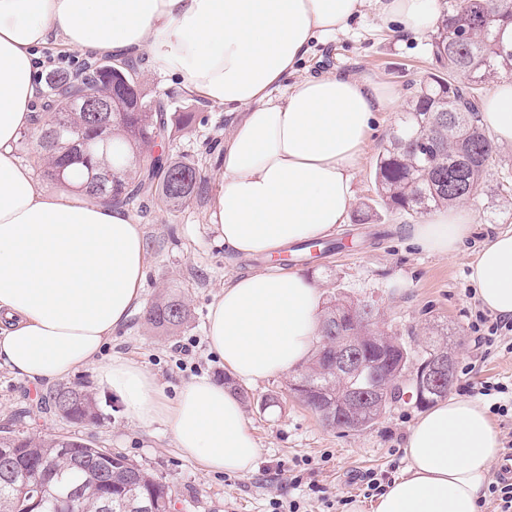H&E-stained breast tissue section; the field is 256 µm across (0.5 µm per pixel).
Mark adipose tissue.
<instances>
[{
	"mask_svg": "<svg viewBox=\"0 0 512 512\" xmlns=\"http://www.w3.org/2000/svg\"><path fill=\"white\" fill-rule=\"evenodd\" d=\"M398 35L431 33L439 0H0V366L51 383L93 366L142 427L166 425L180 453L207 471L245 475L260 449L244 405L201 376L167 399L155 377L100 353L142 303L144 233L120 207L40 189L13 154L39 96L43 46L98 55L152 50L189 93L237 113L224 138L210 221L241 258L328 236L348 221L377 113L399 100L383 83L329 73L273 91L323 37L367 6ZM482 123L512 146V81L493 83ZM477 232L464 204L412 225L422 250H460ZM470 279L482 307L512 317V229L477 249ZM321 295L306 276L248 271L225 282L206 340L229 375L256 382L309 358ZM407 470L372 512H480L501 447L486 406L451 397L423 413L405 446Z\"/></svg>",
	"mask_w": 512,
	"mask_h": 512,
	"instance_id": "obj_1",
	"label": "adipose tissue"
}]
</instances>
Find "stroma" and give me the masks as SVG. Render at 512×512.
<instances>
[{
    "label": "stroma",
    "mask_w": 512,
    "mask_h": 512,
    "mask_svg": "<svg viewBox=\"0 0 512 512\" xmlns=\"http://www.w3.org/2000/svg\"><path fill=\"white\" fill-rule=\"evenodd\" d=\"M430 35L399 36L373 9H366L343 32L318 42L284 87L312 75L336 72L372 78L389 84L400 103H407L416 83L435 71ZM140 81L145 89L169 104L171 111L189 112L188 133L167 142L162 153L171 160H192L207 181L182 206L170 208L148 196L131 214L141 224L148 264L143 288L144 305L125 328L105 345L101 358L122 356L153 373L167 397L196 377L223 380L222 363L207 348L205 336L210 305L226 281L266 268L263 257L237 259L225 249L209 222L211 180L218 167L217 154L232 115L223 107L185 91L175 78L161 71L151 52ZM397 112L378 113L367 154L355 176V207H370L371 223L347 222L332 234L343 248L304 266L322 298L334 294L355 302L375 304L380 329H392L411 346L424 344L436 327L454 335L455 378L451 395L476 398L473 385L481 380L512 384V352L477 346L470 323L479 304L471 294L470 263L482 237L512 227V197L481 195L470 206L481 229L462 251L446 257L410 244V216L389 209L374 182L380 151L399 122ZM173 292L189 305L190 319L177 335L166 336L146 322L145 306L158 295ZM96 370L87 367L73 381L95 390L104 417L95 425L78 426L41 409L50 393L7 367H0V427L12 415L28 410L29 432L75 435L119 452L144 465L173 486V512H269L272 497L295 499L301 512H327V500H353L358 512H372L373 499L364 497L362 480L369 471L398 477L408 466L404 447L408 433L421 414L415 401L393 403L378 422L360 432L331 429L288 391V376L247 385L246 417L258 442L255 469L244 476L214 474L176 448L171 431L162 424L145 428L132 422L112 392L99 388ZM310 459L301 484H294V461ZM325 497H318L317 488Z\"/></svg>",
    "instance_id": "stroma-1"
}]
</instances>
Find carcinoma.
<instances>
[{
  "mask_svg": "<svg viewBox=\"0 0 512 512\" xmlns=\"http://www.w3.org/2000/svg\"><path fill=\"white\" fill-rule=\"evenodd\" d=\"M446 3L431 38V54L441 73L430 74L411 96L401 123L392 131L380 155L374 180L389 208L420 218L430 211L468 201L486 187L497 161L494 140L481 125V90L486 83L512 78V0H442ZM132 86L125 103L128 112L112 113V126L103 130L105 143L87 140L91 113L71 112L69 104L88 92H109L107 67L112 59L101 58L73 74L60 70L49 78L44 112L35 115L34 126L22 140L39 147L35 166L50 180L70 186L96 203L125 206L154 188L168 207H178L204 184L202 170L191 162H167L156 148L188 130L185 116L170 112L159 98L142 89L141 60H118ZM61 135L52 136L54 128ZM112 172V198L91 189V175ZM379 311L372 303H354L333 296L321 319L316 351L307 366L289 380L293 393L304 391L302 403L318 415L344 418L346 430L359 432L377 423L387 406L399 399L402 382L380 391L368 410L357 409L352 398L366 386L363 375L336 374L333 352L336 337L348 336L364 348V359L395 368L401 353L424 362L438 352H448V340L429 339L413 348L393 331H381L386 343L373 345L368 336L377 324ZM190 309L178 297L161 295L151 301L146 320L156 329L175 333L187 324ZM76 398L65 403L66 415L74 420L102 414L95 394L74 385ZM27 412L0 428V447L13 449L0 455V512H56L55 498L46 496L41 505L28 509L19 495L20 478L44 461L61 471V489H76V507L101 512L98 485L87 473L70 468V454H106L102 464L109 470L112 512H136L152 499L154 512H169L172 490L148 468L121 453L99 449L77 436L34 435L22 430Z\"/></svg>",
  "mask_w": 512,
  "mask_h": 512,
  "instance_id": "carcinoma-1",
  "label": "carcinoma"
}]
</instances>
